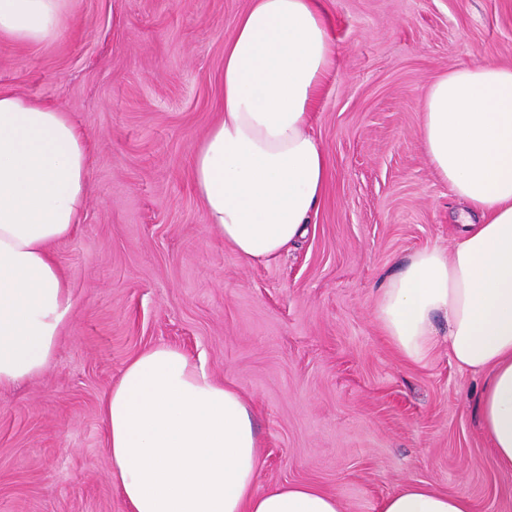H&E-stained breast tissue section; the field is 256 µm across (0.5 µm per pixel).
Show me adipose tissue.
Here are the masks:
<instances>
[{
  "mask_svg": "<svg viewBox=\"0 0 512 512\" xmlns=\"http://www.w3.org/2000/svg\"><path fill=\"white\" fill-rule=\"evenodd\" d=\"M70 0H0V39L53 41ZM336 66L323 0H250L224 46V112L193 150L206 221L245 261L280 257L325 194L311 111ZM421 140L461 204L451 249L415 252L384 284L376 317L407 361L439 338L486 380L480 423L512 470V67H454L430 82ZM85 137L68 113L0 90V387L40 375L72 307L51 248L87 197ZM445 321L438 330L437 321ZM111 476L128 512H341L311 483L258 491L261 443L248 402L182 350L131 359L102 408ZM379 512H473L470 499L407 486Z\"/></svg>",
  "mask_w": 512,
  "mask_h": 512,
  "instance_id": "adipose-tissue-1",
  "label": "adipose tissue"
}]
</instances>
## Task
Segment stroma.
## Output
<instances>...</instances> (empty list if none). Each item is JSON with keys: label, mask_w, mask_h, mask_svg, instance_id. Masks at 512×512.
<instances>
[{"label": "stroma", "mask_w": 512, "mask_h": 512, "mask_svg": "<svg viewBox=\"0 0 512 512\" xmlns=\"http://www.w3.org/2000/svg\"><path fill=\"white\" fill-rule=\"evenodd\" d=\"M249 0H71L50 43L0 39V90L68 112L89 192L53 248L72 310L46 370L0 388V512H127L103 403L167 344L237 386L261 439L259 489L312 483L343 512L405 486L512 512L476 412L484 376L446 345L401 359L376 320L384 279L448 246L459 203L421 144L431 80L512 66V0H326L336 67L312 113L329 163L307 235L249 263L212 230L191 179L219 117L224 45Z\"/></svg>", "instance_id": "obj_1"}]
</instances>
